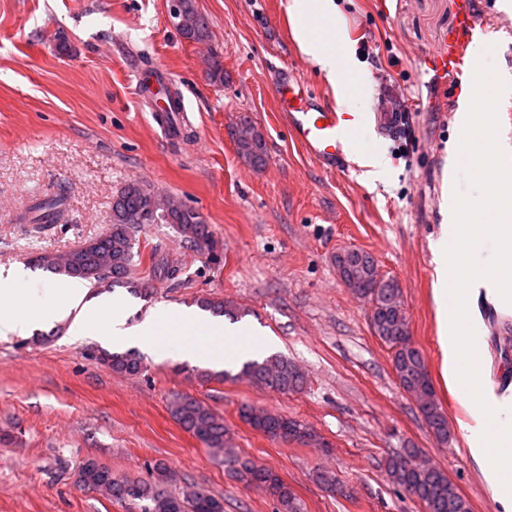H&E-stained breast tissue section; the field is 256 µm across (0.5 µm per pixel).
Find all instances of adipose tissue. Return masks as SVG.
Returning <instances> with one entry per match:
<instances>
[{
	"label": "adipose tissue",
	"instance_id": "1",
	"mask_svg": "<svg viewBox=\"0 0 512 512\" xmlns=\"http://www.w3.org/2000/svg\"><path fill=\"white\" fill-rule=\"evenodd\" d=\"M288 18L302 53L326 74L336 101L354 110L347 89L351 53L336 0H289ZM501 161L491 169L495 222L464 223L469 204L448 196V222L433 249L434 296L440 323L442 374L461 401L465 414L458 429L466 452L484 477L498 512H512V394L491 393L489 346L483 336L480 300L512 314V149L500 148ZM499 245L489 264H475L485 242ZM70 320V332L101 344L136 347L162 360L176 355L213 371L237 361L243 353L261 356L273 349L271 336L243 334L223 318H202L197 311H162L137 324L127 322V307L118 297L90 295L84 281L61 278L35 292L24 273L0 268V338L28 335L44 325Z\"/></svg>",
	"mask_w": 512,
	"mask_h": 512
}]
</instances>
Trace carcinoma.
Segmentation results:
<instances>
[{"mask_svg":"<svg viewBox=\"0 0 512 512\" xmlns=\"http://www.w3.org/2000/svg\"><path fill=\"white\" fill-rule=\"evenodd\" d=\"M205 30V19L196 11L194 0H182L179 27L182 36L199 41ZM235 136L242 157L254 166L263 164L265 143L262 135L252 125L243 123ZM57 206L58 203L52 200L44 203L40 214L27 219V223H54ZM160 221L174 225L182 240L195 250L210 252L215 249L210 226L198 212L171 197L162 208L153 192L139 183L130 182L113 197L111 224L106 233L85 241L63 256L41 252L30 259V264L56 275L80 278L98 289L124 285L134 294L146 298L152 291L132 280L133 267L141 264L134 253L135 233L145 224ZM350 265L355 273L357 289L366 296V302L374 310L370 326L392 354L393 370L400 387L406 392L427 391L430 399L419 407V411L434 439L442 445L448 444L451 438L448 417L436 399L425 358L409 340L406 324L399 318L398 308L403 302L400 282L387 277L379 287L373 288L369 280V265L357 255L350 258ZM198 306L214 315H227L230 303L203 297L198 300ZM100 360L121 375L134 376L143 370L142 357L135 350L104 352ZM234 375L282 394L296 392L304 385L302 372L283 355L245 361L235 374L226 369L220 372L205 369L199 373L204 381L224 380ZM170 413L205 447L224 450V456L238 479L247 486L263 488L277 502L279 512H303L300 500L278 474L225 447L224 418L203 401L190 396L177 397L170 404ZM240 417L271 439L327 447L312 428L295 418L249 406L241 407ZM385 472L389 481L416 498L425 512H471L469 503L457 492L448 476L440 468L424 463L417 448H406L402 453L389 457ZM167 479V469L162 466L157 467V479L153 483L118 478L111 469L92 457L83 459L76 473L77 483L82 488L105 490L117 501L136 504L140 512H224L223 503L204 492H190L182 496L167 492L162 488ZM316 480L330 493L346 495L335 474L320 470L316 472Z\"/></svg>","mask_w":512,"mask_h":512,"instance_id":"1","label":"carcinoma"}]
</instances>
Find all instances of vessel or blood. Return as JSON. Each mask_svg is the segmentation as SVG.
<instances>
[{
	"label": "vessel or blood",
	"instance_id": "1",
	"mask_svg": "<svg viewBox=\"0 0 512 512\" xmlns=\"http://www.w3.org/2000/svg\"><path fill=\"white\" fill-rule=\"evenodd\" d=\"M487 33L486 26L475 15L472 0H458L455 23L444 37L442 48L426 55L421 61L422 68L433 78L448 81L453 96L461 97L463 78L478 65L470 46ZM275 85L279 108L292 139L330 171L348 165L360 130L372 128L380 136L388 137L395 134L401 123L396 112H347L324 104L290 74H278Z\"/></svg>",
	"mask_w": 512,
	"mask_h": 512
}]
</instances>
